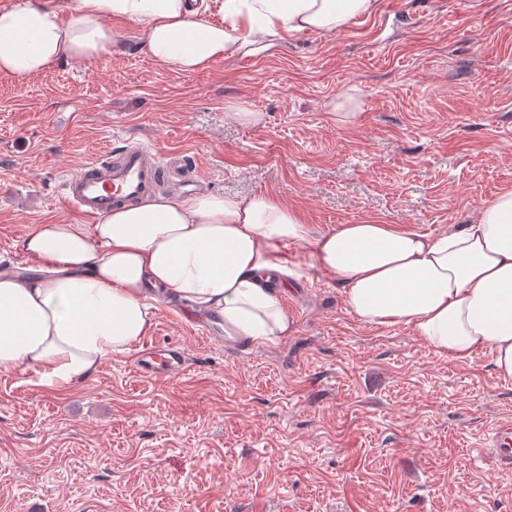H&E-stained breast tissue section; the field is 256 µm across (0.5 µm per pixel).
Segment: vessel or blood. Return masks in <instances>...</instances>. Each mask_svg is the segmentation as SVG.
Instances as JSON below:
<instances>
[{"label":"vessel or blood","mask_w":512,"mask_h":512,"mask_svg":"<svg viewBox=\"0 0 512 512\" xmlns=\"http://www.w3.org/2000/svg\"><path fill=\"white\" fill-rule=\"evenodd\" d=\"M179 156L163 158L154 148L131 147L119 159L103 155L64 183V197L74 204L87 219L95 221L113 206L131 203L147 194L165 176L175 174ZM188 367L184 347L161 348L146 345L134 358L138 377L152 379L158 375L177 377ZM490 448L501 469H512V421L498 424L490 438Z\"/></svg>","instance_id":"1"}]
</instances>
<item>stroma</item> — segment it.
<instances>
[{
  "mask_svg": "<svg viewBox=\"0 0 512 512\" xmlns=\"http://www.w3.org/2000/svg\"><path fill=\"white\" fill-rule=\"evenodd\" d=\"M112 32L106 58L0 73L1 267L31 225L83 223L64 177L126 141L316 231L437 234L512 187V0H376L341 31L193 73L150 59L141 27ZM287 252L293 326L274 341L203 338L200 311L162 299L148 338L183 346L185 375L141 379L129 351L65 394L0 373V512H512L487 446L512 381L490 354L460 363L361 321L308 247Z\"/></svg>",
  "mask_w": 512,
  "mask_h": 512,
  "instance_id": "stroma-1",
  "label": "stroma"
}]
</instances>
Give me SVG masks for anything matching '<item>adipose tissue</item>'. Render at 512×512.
<instances>
[{
    "label": "adipose tissue",
    "mask_w": 512,
    "mask_h": 512,
    "mask_svg": "<svg viewBox=\"0 0 512 512\" xmlns=\"http://www.w3.org/2000/svg\"><path fill=\"white\" fill-rule=\"evenodd\" d=\"M375 0H14L0 9V73L17 82L61 61L112 53V20L140 25L147 55L179 72L268 50L272 37L334 32ZM222 23L209 21L211 10ZM307 245L362 321L405 325L437 352L468 362L489 353L512 378V187L469 224L438 234L402 224H339L312 233L268 194L147 198L93 224H38L22 248L38 277L0 273V372L31 369L67 391L105 358L148 335L151 303L170 297L224 318L225 333L262 343L291 321L272 279L285 246Z\"/></svg>",
    "instance_id": "obj_1"
}]
</instances>
